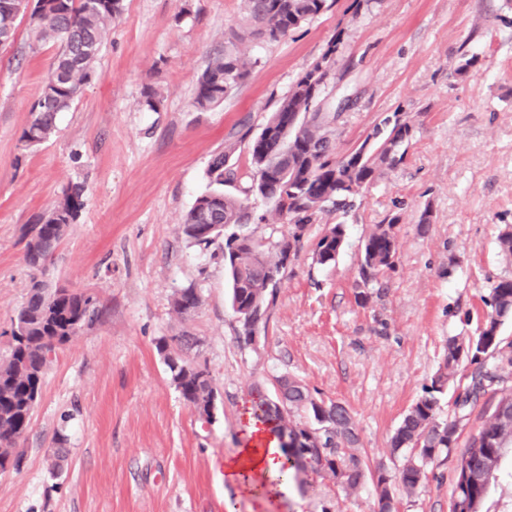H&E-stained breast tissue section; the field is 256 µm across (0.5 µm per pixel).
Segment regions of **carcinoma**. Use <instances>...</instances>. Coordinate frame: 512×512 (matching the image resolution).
<instances>
[{"label":"carcinoma","instance_id":"cac0c4a2","mask_svg":"<svg viewBox=\"0 0 512 512\" xmlns=\"http://www.w3.org/2000/svg\"><path fill=\"white\" fill-rule=\"evenodd\" d=\"M326 2L243 0L247 33L277 42L318 16ZM122 9V0H34L40 36L56 43L58 52L21 135L25 146H30L34 135L44 142L55 133L57 115L71 108L95 74L94 63L105 44L108 26ZM239 39L240 35H232L224 42V50L209 57L196 83L198 108L222 104L249 75L252 63L238 53ZM335 52L333 42L269 113L250 145L249 185L243 193L272 203L288 223V236L272 251L252 235L235 231L248 223L249 213L243 199L224 191V184L241 180L238 170L224 168L236 151L233 141L211 159L207 169L210 190L196 198L181 225L182 234L203 251L224 239L220 250L231 285V307L240 317L237 339L244 346L251 345L249 326L257 323L266 328L288 261L297 255L298 245L318 214L327 209L348 214L356 198L384 171L405 161L413 125L398 112L382 119L359 146L343 154L336 151L337 112L318 109L299 129L288 127L296 113L308 111L314 85L335 65ZM84 192L82 183L67 186L53 207L23 230L24 257L35 273L27 302L11 321L9 356L0 363V472L17 466L14 448L30 427L52 354L92 328L103 312L96 295L53 286L45 279L57 246L84 208ZM400 222L401 216L395 214L362 237L358 287L368 288L396 268ZM207 224L221 228L207 235ZM346 236L342 223L325 229L315 244L313 261L321 266L336 263ZM488 288L490 311L477 334L448 338L442 364L396 428L391 454L404 457V463L392 474L383 469L368 472L356 454L359 439L347 409L314 398L300 380L280 377L274 397L253 398L254 416L273 423L280 441L284 456L281 475L288 480L294 469L324 470L349 490L358 489L369 478L378 512H391L394 491L409 496L416 493L426 478V466L441 455L451 456L460 421L488 394L495 400L494 411L469 435L457 458L456 488L460 492L452 498L451 512H512V470L502 467L512 454V388L499 387L502 372L512 368V343L501 346L499 336V327L512 316V276L501 277ZM200 303L197 289L181 288L175 293L172 312L182 319L195 314ZM195 345L194 337L182 335L162 338L158 349L180 396L199 416L209 419L215 386L207 365L187 356ZM458 375L465 383L458 386L454 416L441 419L439 395ZM297 411L307 414L308 421H295ZM493 490L498 492L495 498L491 497Z\"/></svg>","mask_w":512,"mask_h":512}]
</instances>
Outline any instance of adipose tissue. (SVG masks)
I'll return each instance as SVG.
<instances>
[{"label": "adipose tissue", "mask_w": 512, "mask_h": 512, "mask_svg": "<svg viewBox=\"0 0 512 512\" xmlns=\"http://www.w3.org/2000/svg\"><path fill=\"white\" fill-rule=\"evenodd\" d=\"M282 460L279 440L269 425L250 418L243 446L224 460V479L244 495L260 500L271 497L281 489L277 477Z\"/></svg>", "instance_id": "1"}]
</instances>
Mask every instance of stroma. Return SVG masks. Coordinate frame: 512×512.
Masks as SVG:
<instances>
[{
    "instance_id": "1",
    "label": "stroma",
    "mask_w": 512,
    "mask_h": 512,
    "mask_svg": "<svg viewBox=\"0 0 512 512\" xmlns=\"http://www.w3.org/2000/svg\"><path fill=\"white\" fill-rule=\"evenodd\" d=\"M244 25L241 0H123L95 77L56 134L27 150L20 137L57 47L23 15L0 50V329L27 297L24 224L75 182L87 186L86 206L48 279L104 306L92 330L53 356L17 449L21 465L0 473V512H374L372 484L349 492L325 473L299 475L262 503L226 482L221 463L244 442L246 400L273 394L276 377H296L347 408L368 467L395 471L402 461L390 439L448 338L473 335L489 281L512 276L496 245L512 224V0H328L281 41H240L249 76L221 105L196 109L209 55ZM331 41L336 66L322 109L338 115V152L395 112L410 116L413 137L405 163L352 211L318 216L265 333L246 347L221 255L191 246L180 226L208 187L213 155L236 141L230 163L247 173L251 137ZM466 56L476 62L461 76ZM149 91L158 111L145 104ZM248 205V232L280 241L288 226L272 204ZM396 213L397 269L359 292L360 240ZM339 222L343 252L335 265L315 264L324 226ZM188 286L202 304L180 319L171 301ZM182 334L197 339L190 355L215 379L208 423L180 397L156 348ZM426 474L395 512H449L454 459Z\"/></svg>"
}]
</instances>
